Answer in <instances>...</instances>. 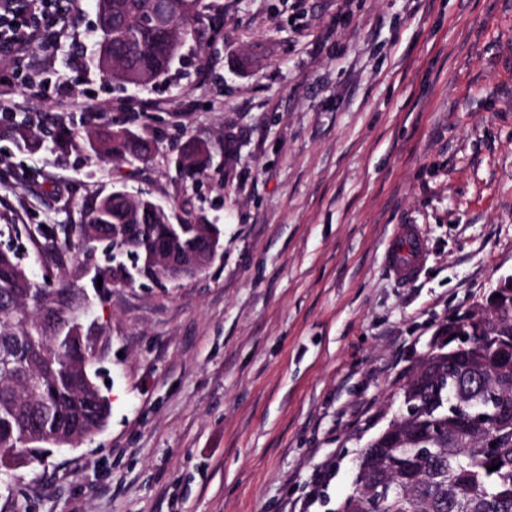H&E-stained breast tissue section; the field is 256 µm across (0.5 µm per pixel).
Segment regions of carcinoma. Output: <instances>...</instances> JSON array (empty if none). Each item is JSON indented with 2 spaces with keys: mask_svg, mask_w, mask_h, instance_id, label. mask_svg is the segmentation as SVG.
Wrapping results in <instances>:
<instances>
[{
  "mask_svg": "<svg viewBox=\"0 0 512 512\" xmlns=\"http://www.w3.org/2000/svg\"><path fill=\"white\" fill-rule=\"evenodd\" d=\"M156 0H97V66L119 84H150L167 74L184 46L156 49L136 34L138 18ZM167 23L177 35L199 43L218 37L219 19L205 0H169ZM99 158L144 161L149 141L123 128L88 135ZM213 163V148L185 143L176 162L184 180L196 182ZM27 236L57 269L54 281L39 284L17 253L0 249V456L40 452L68 442L76 447L108 421L110 406L91 373L93 353L78 327L82 304L69 277L83 249L97 244L138 256L141 275L164 280L155 260L202 261V238L221 239L217 224H171L152 212L150 198L132 200L112 191L98 197L84 221L65 232L60 224H35ZM102 287L128 285L112 266L100 270ZM481 304L448 322L446 338L421 362L402 388L405 415L398 437L377 436L362 449L353 491L337 512H512V297ZM475 345L460 350L458 325ZM498 465L494 471L488 470Z\"/></svg>",
  "mask_w": 512,
  "mask_h": 512,
  "instance_id": "carcinoma-1",
  "label": "carcinoma"
}]
</instances>
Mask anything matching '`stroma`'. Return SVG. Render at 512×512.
I'll list each match as a JSON object with an SVG mask.
<instances>
[{"label": "stroma", "mask_w": 512, "mask_h": 512, "mask_svg": "<svg viewBox=\"0 0 512 512\" xmlns=\"http://www.w3.org/2000/svg\"><path fill=\"white\" fill-rule=\"evenodd\" d=\"M208 2L222 36L148 85L96 67L95 0L0 58V101L39 134L20 147L0 118L1 227L78 224L123 188L224 230L193 278L75 280L108 424L15 471L0 512H335L440 330L512 274V0ZM112 123L151 158H94ZM190 139L224 145L195 184ZM399 224L427 247L407 284L384 260Z\"/></svg>", "instance_id": "obj_1"}]
</instances>
